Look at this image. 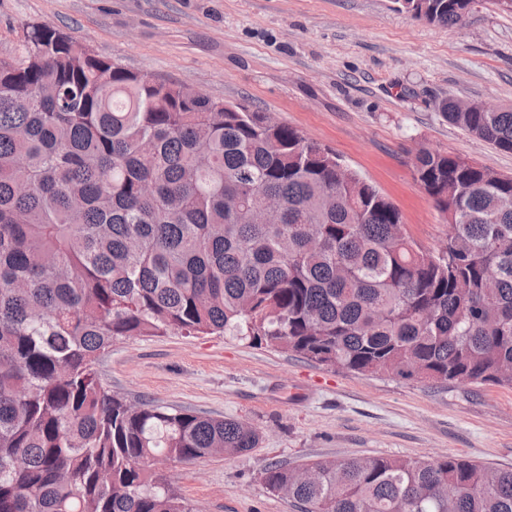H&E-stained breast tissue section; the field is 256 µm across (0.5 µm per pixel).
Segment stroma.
I'll return each instance as SVG.
<instances>
[{"label": "stroma", "mask_w": 512, "mask_h": 512, "mask_svg": "<svg viewBox=\"0 0 512 512\" xmlns=\"http://www.w3.org/2000/svg\"><path fill=\"white\" fill-rule=\"evenodd\" d=\"M36 23L297 128L386 194L407 234L432 251L448 222L415 178L416 150L512 175V153L436 109L448 98L512 105V12L490 0L447 28L394 0H0V57L18 55ZM98 375L128 400L259 430L250 453L170 469L195 512H298L263 484L270 463L450 455L512 469V389L361 376L219 334L118 339Z\"/></svg>", "instance_id": "obj_1"}]
</instances>
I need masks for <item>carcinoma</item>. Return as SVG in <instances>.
<instances>
[{
	"label": "carcinoma",
	"instance_id": "cac0c4a2",
	"mask_svg": "<svg viewBox=\"0 0 512 512\" xmlns=\"http://www.w3.org/2000/svg\"><path fill=\"white\" fill-rule=\"evenodd\" d=\"M474 0H395L430 24ZM121 67L48 23L0 58V512H194L159 458L261 435L236 418L131 402L96 365L128 336L224 334L359 375L512 389V177L424 149L448 217L439 252L332 150L240 105ZM512 153V106L444 99ZM279 212L259 221L266 198ZM270 464L301 512H512V469L470 460Z\"/></svg>",
	"mask_w": 512,
	"mask_h": 512
}]
</instances>
